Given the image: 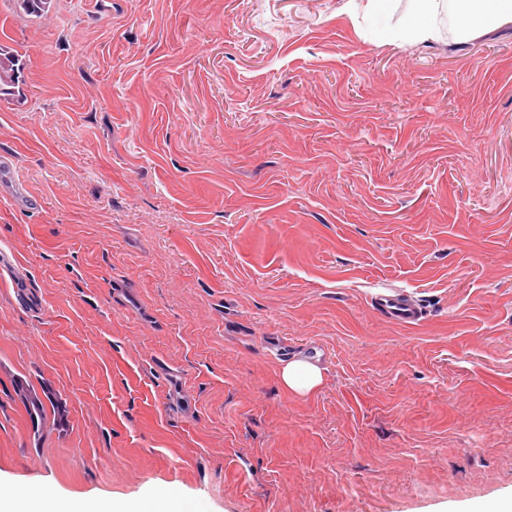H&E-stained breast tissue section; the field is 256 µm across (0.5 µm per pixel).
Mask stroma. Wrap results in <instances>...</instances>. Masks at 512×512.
<instances>
[{
    "label": "stroma",
    "mask_w": 512,
    "mask_h": 512,
    "mask_svg": "<svg viewBox=\"0 0 512 512\" xmlns=\"http://www.w3.org/2000/svg\"><path fill=\"white\" fill-rule=\"evenodd\" d=\"M0 0V482L155 512H512V24ZM424 307L413 328L370 307ZM316 344L322 383L282 367ZM54 393L32 421L17 383ZM8 64L2 63L0 60V95L16 96L15 93L25 94L22 82V72L25 63L17 55L7 58ZM13 164L14 159L11 156L0 154V195L19 204L27 203L23 184L12 176ZM370 305L378 315L401 327L419 324L424 317L423 307L411 295L404 291L391 289L375 293ZM281 381L289 391L296 394H307L320 385L322 375L315 365L305 360H295L283 367Z\"/></svg>",
    "instance_id": "obj_1"
}]
</instances>
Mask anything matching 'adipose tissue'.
Here are the masks:
<instances>
[{"mask_svg":"<svg viewBox=\"0 0 512 512\" xmlns=\"http://www.w3.org/2000/svg\"><path fill=\"white\" fill-rule=\"evenodd\" d=\"M411 21L404 30L413 42L447 35L463 43L512 23V0H410Z\"/></svg>","mask_w":512,"mask_h":512,"instance_id":"1","label":"adipose tissue"}]
</instances>
